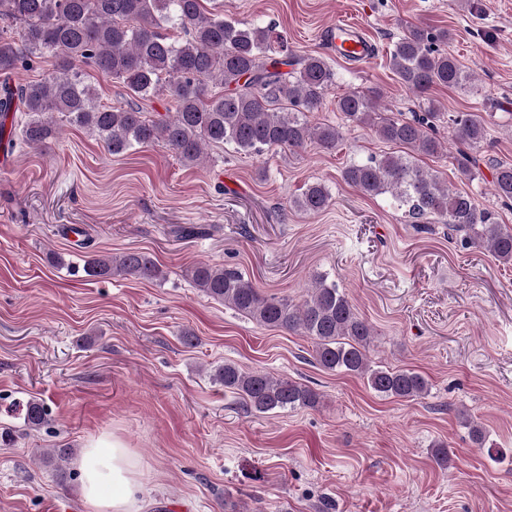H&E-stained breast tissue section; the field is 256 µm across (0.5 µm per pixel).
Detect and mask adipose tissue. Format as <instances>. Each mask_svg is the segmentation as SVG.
<instances>
[{"label":"adipose tissue","instance_id":"adipose-tissue-1","mask_svg":"<svg viewBox=\"0 0 512 512\" xmlns=\"http://www.w3.org/2000/svg\"><path fill=\"white\" fill-rule=\"evenodd\" d=\"M75 467L87 512H145L139 461L119 438L89 439Z\"/></svg>","mask_w":512,"mask_h":512}]
</instances>
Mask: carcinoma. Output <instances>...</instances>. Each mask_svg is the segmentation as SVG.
<instances>
[{
  "label": "carcinoma",
  "mask_w": 512,
  "mask_h": 512,
  "mask_svg": "<svg viewBox=\"0 0 512 512\" xmlns=\"http://www.w3.org/2000/svg\"><path fill=\"white\" fill-rule=\"evenodd\" d=\"M0 19L14 30L0 29V75L30 70L47 55L55 58L54 72L8 87L0 98L1 117L15 106L24 112L20 135L30 147L46 145L66 124L86 129L111 155L162 142L186 165L198 163L211 145L231 144L258 155L278 148L297 151L312 141L332 150L343 140L337 127L313 125L309 119L324 105L334 82L332 69L319 55L289 52L272 24L229 21L224 10L207 9L203 0H0ZM450 38L446 29L408 25L393 42L389 66L404 89L421 100L420 111L411 117L400 118L381 106L376 90H352L336 100V110L349 124L366 126L403 148L401 154L353 163L342 177L364 195L390 194L415 222L437 218L448 230L464 233L468 245L511 263L512 228L417 163L418 157L445 149L437 130L446 123L451 140L466 146L456 158L461 176L473 180L481 174L480 159L470 151L487 141L483 118L476 112L447 114L427 97L434 87H463L469 80L457 60L437 48ZM86 67L122 82L128 99L118 106L99 103L96 89L85 81ZM215 85L221 87L218 94L212 93ZM161 95L172 98L173 110L149 116L140 102ZM487 167L495 197L512 202V165L491 162ZM330 201L326 186L313 182L293 206L315 214ZM83 271L95 280L166 279L160 265L140 251L89 256ZM185 276L250 320L308 337L314 359L326 371L357 376L386 397L416 400L430 391L420 372L373 364V329L334 281L316 278L296 302L265 295L219 264L200 263ZM213 379L241 395L246 412L254 415L319 403L318 394L301 383L234 363L217 366ZM16 410L30 430L45 423L44 404L35 399ZM73 452L51 448L43 459L61 469Z\"/></svg>",
  "instance_id": "cac0c4a2"
}]
</instances>
